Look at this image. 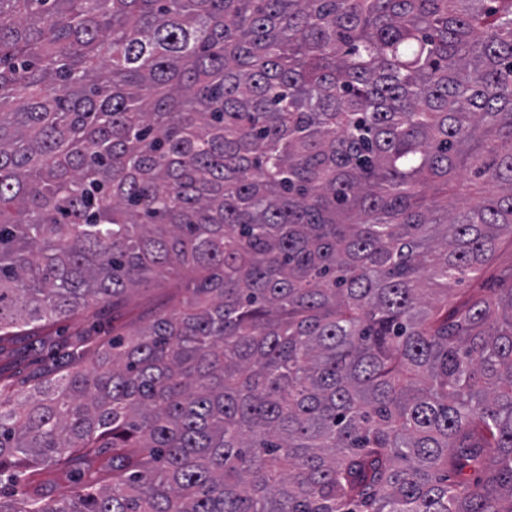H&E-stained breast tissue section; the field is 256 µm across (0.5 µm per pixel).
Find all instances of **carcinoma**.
Masks as SVG:
<instances>
[{
    "label": "carcinoma",
    "instance_id": "obj_1",
    "mask_svg": "<svg viewBox=\"0 0 512 512\" xmlns=\"http://www.w3.org/2000/svg\"><path fill=\"white\" fill-rule=\"evenodd\" d=\"M504 236L512 0H0V355L175 278L0 370V512H512ZM512 262V248L507 240H504L495 256L493 264L488 267L482 274V279L485 282L487 288L495 287L504 284L508 285V278L505 277L508 274ZM169 288L149 287L135 293L124 311L125 316L118 322L127 326L140 324L149 314L163 308L167 303Z\"/></svg>",
    "mask_w": 512,
    "mask_h": 512
}]
</instances>
